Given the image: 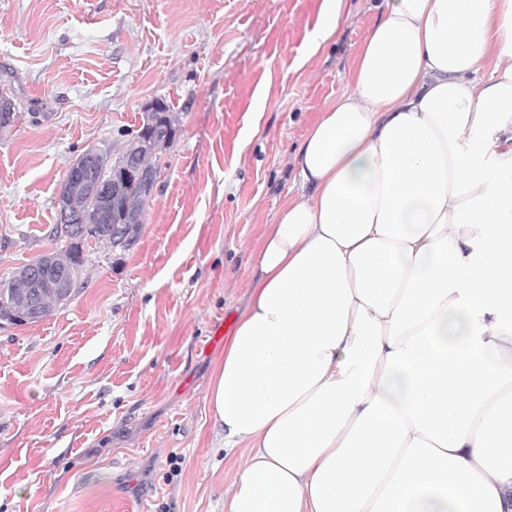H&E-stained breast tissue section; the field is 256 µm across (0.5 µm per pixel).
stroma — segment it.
Masks as SVG:
<instances>
[{
    "label": "stroma",
    "mask_w": 512,
    "mask_h": 512,
    "mask_svg": "<svg viewBox=\"0 0 512 512\" xmlns=\"http://www.w3.org/2000/svg\"><path fill=\"white\" fill-rule=\"evenodd\" d=\"M321 4L0 0V89L16 110L0 129V279L56 251L46 231L80 154L118 153L158 100L178 129L136 244L85 241L66 305L0 321V512H224L245 451L225 450L214 422L215 365L252 250L300 189L292 153L377 17L374 0H348L309 58Z\"/></svg>",
    "instance_id": "obj_1"
}]
</instances>
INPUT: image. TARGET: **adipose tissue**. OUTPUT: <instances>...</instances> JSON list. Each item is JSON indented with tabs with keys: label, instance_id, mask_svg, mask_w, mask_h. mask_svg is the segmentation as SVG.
<instances>
[{
	"label": "adipose tissue",
	"instance_id": "1",
	"mask_svg": "<svg viewBox=\"0 0 512 512\" xmlns=\"http://www.w3.org/2000/svg\"><path fill=\"white\" fill-rule=\"evenodd\" d=\"M209 392L224 512H512V0H381Z\"/></svg>",
	"mask_w": 512,
	"mask_h": 512
}]
</instances>
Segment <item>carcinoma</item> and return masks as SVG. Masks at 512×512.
I'll return each instance as SVG.
<instances>
[{"label": "carcinoma", "mask_w": 512, "mask_h": 512, "mask_svg": "<svg viewBox=\"0 0 512 512\" xmlns=\"http://www.w3.org/2000/svg\"><path fill=\"white\" fill-rule=\"evenodd\" d=\"M158 106L159 123L157 124L155 144L152 150L138 157V164L148 172L156 170L149 159L152 158L156 150L170 143L177 133L169 107L162 101L158 103ZM133 145L134 142H129L121 156L113 161L110 160V154L107 151H89V154L94 157L96 173L104 182L101 193H90L76 188L66 181L61 185V190L67 192L69 197L71 222L78 225L85 220L96 224L97 232L93 238L101 242L105 241L111 247L120 250L127 249V246L118 244L116 231L123 228L129 233V236L137 238L141 230L142 216L148 204L139 185L131 181H123L119 185L112 183L115 167L129 154ZM48 237L55 242L66 243L65 249L48 257V260L57 266L73 268L76 271V278H81L85 259L82 256L80 244L87 239V236L76 231L62 239L51 232L48 233ZM29 286L30 282L22 279L19 272L7 279L0 280V319L17 325L25 323L23 319L13 318L12 313L17 310L19 294L28 290Z\"/></svg>", "instance_id": "1"}]
</instances>
